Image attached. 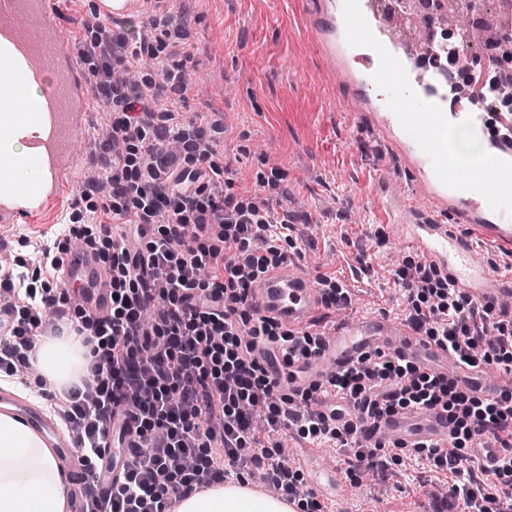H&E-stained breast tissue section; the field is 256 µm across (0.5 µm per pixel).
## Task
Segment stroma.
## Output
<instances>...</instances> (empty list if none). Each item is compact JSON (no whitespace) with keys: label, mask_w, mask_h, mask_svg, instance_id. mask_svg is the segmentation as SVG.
I'll list each match as a JSON object with an SVG mask.
<instances>
[{"label":"stroma","mask_w":512,"mask_h":512,"mask_svg":"<svg viewBox=\"0 0 512 512\" xmlns=\"http://www.w3.org/2000/svg\"><path fill=\"white\" fill-rule=\"evenodd\" d=\"M319 0H155L125 30L151 31L153 54L133 62L144 82L160 79L157 56L194 73L176 109L188 122L219 126L213 160L224 168V188L236 196L270 199L292 220L290 241L278 246L312 280L336 278L346 302L329 305V318L389 315L407 318L395 272L419 261L391 226L373 221L369 189L388 176L401 194L415 193L413 171L356 118L358 97L343 82L310 32ZM114 115L91 109L78 137L76 180L24 224H0V258L14 276L34 282L37 248L61 237V213L105 205L87 175L96 170L98 144ZM291 467L311 448L337 461L353 488L344 512H431L448 493L449 472L402 457L386 481L370 482L356 466V441L314 444L295 430L278 435Z\"/></svg>","instance_id":"35a3bbf8"}]
</instances>
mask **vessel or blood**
Returning <instances> with one entry per match:
<instances>
[{"instance_id": "obj_1", "label": "vessel or blood", "mask_w": 512, "mask_h": 512, "mask_svg": "<svg viewBox=\"0 0 512 512\" xmlns=\"http://www.w3.org/2000/svg\"><path fill=\"white\" fill-rule=\"evenodd\" d=\"M149 0H95V13L104 21L120 22L144 12ZM325 20L313 33L322 38L334 31L336 22L347 27L348 66L362 79L381 130L401 142L418 172L419 188L436 203L429 215H420L411 202L400 199L380 210L379 220L398 227L402 238L425 259L445 272L449 283L501 312L512 311V272L492 274L483 254L487 244L512 254V137L489 140L484 167L470 170L460 195L448 193V144L446 135L453 122L485 125L482 112H449L436 100L438 83L433 73L407 67L389 52L385 32L368 0H322ZM71 26L57 21L50 0H0V115L7 117L9 131L25 136L26 165L34 171L50 170L53 182L41 195H34L30 182L16 178L17 162L0 151V182L11 186V199L0 198V223L15 224L23 216L19 201L37 198L46 203L75 171V136L83 126L88 94L84 73L69 51ZM54 71L55 83L44 98L24 95L22 82L40 81L43 72ZM464 214L468 222L458 230L448 219ZM63 280L82 307L101 314L110 292L107 276L92 250L84 247L64 256ZM253 308L292 331L323 334L318 355L299 358L302 372L288 384L295 393L327 379L366 355L380 352L414 362L431 372L448 374L461 388L482 396L512 390V370L487 378L483 369L450 364L440 345L418 333L411 323L388 316L340 317L324 320L323 293L310 277L291 262L271 269L258 292L252 294ZM0 408L22 416L30 428L52 442L59 466L75 473L74 500L82 489L95 482L100 492H109L119 468L102 466L84 472L74 452L73 440L62 438L54 422L36 407L15 398L0 399ZM448 415L428 408L397 415L379 423H366L362 440L368 444L390 441L405 448L420 444L444 448L448 445ZM503 452L491 436H476L469 455L494 464ZM303 465L311 489L319 499L342 506L351 490L336 465L310 455Z\"/></svg>"}]
</instances>
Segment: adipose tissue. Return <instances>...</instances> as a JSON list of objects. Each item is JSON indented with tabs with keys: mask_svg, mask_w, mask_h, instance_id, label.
<instances>
[{
	"mask_svg": "<svg viewBox=\"0 0 512 512\" xmlns=\"http://www.w3.org/2000/svg\"><path fill=\"white\" fill-rule=\"evenodd\" d=\"M450 161L458 166L485 163L479 135L458 126L447 134ZM90 354L75 331L44 339L32 358L36 376L56 391L78 383ZM69 482L51 448L21 419L0 413V512H67ZM176 512H295L283 497L238 484H215L181 498Z\"/></svg>",
	"mask_w": 512,
	"mask_h": 512,
	"instance_id": "adipose-tissue-1",
	"label": "adipose tissue"
}]
</instances>
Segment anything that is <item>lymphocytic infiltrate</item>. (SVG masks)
<instances>
[{"label":"lymphocytic infiltrate","mask_w":512,"mask_h":512,"mask_svg":"<svg viewBox=\"0 0 512 512\" xmlns=\"http://www.w3.org/2000/svg\"><path fill=\"white\" fill-rule=\"evenodd\" d=\"M92 39L77 50L90 62L88 81L99 107L116 118L101 143L103 175L94 188L112 204L86 214L66 236L95 244L105 216L133 227L141 241L130 251L112 243L103 268L111 283L105 315L83 311L93 336L92 360L80 385L71 387L57 416L75 435L84 465L99 457L104 423L127 407L137 440L109 497L86 484L84 512H172L177 499L224 480L227 466L261 468L284 497L302 493L299 472L274 433L297 426L327 442L357 433L314 413L298 411L281 396V381L268 369V353L284 362L321 350L320 336L294 334L250 315L254 284L281 252L257 256L258 241L287 238L290 222L268 203H243L224 191V169L211 162L216 133L181 122L162 98L188 91L182 72L159 62L162 81L121 84L112 73L147 48L98 18ZM62 254L43 248L39 266L49 285L32 288L0 280L9 320L0 325V374L14 377L29 364L43 337L61 335L72 319L70 303H57ZM396 276L412 309L414 328L472 367L512 363V325L492 307L451 288L436 269L415 263ZM362 417L382 421L402 411L442 407L448 414L449 451L415 448L455 479L453 496L463 512H512V391L482 398L459 390L443 375L374 353L329 381ZM504 445L496 466L467 455L474 436Z\"/></svg>","instance_id":"f902f5d3"}]
</instances>
